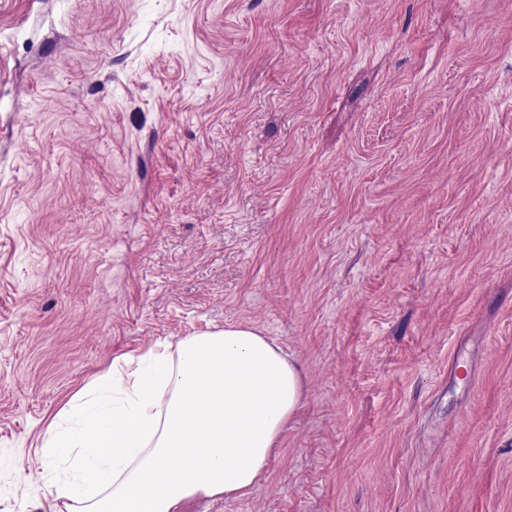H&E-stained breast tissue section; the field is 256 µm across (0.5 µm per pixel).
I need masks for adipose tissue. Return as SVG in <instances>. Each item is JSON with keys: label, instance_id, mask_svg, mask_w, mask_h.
Masks as SVG:
<instances>
[{"label": "adipose tissue", "instance_id": "adipose-tissue-1", "mask_svg": "<svg viewBox=\"0 0 512 512\" xmlns=\"http://www.w3.org/2000/svg\"><path fill=\"white\" fill-rule=\"evenodd\" d=\"M302 398L297 365L228 324L113 364L49 425L39 480L65 512H176L250 489Z\"/></svg>", "mask_w": 512, "mask_h": 512}]
</instances>
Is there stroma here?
<instances>
[{"label":"stroma","mask_w":512,"mask_h":512,"mask_svg":"<svg viewBox=\"0 0 512 512\" xmlns=\"http://www.w3.org/2000/svg\"><path fill=\"white\" fill-rule=\"evenodd\" d=\"M227 323L303 404L182 512H512V0H0V512H57L73 393Z\"/></svg>","instance_id":"obj_1"}]
</instances>
